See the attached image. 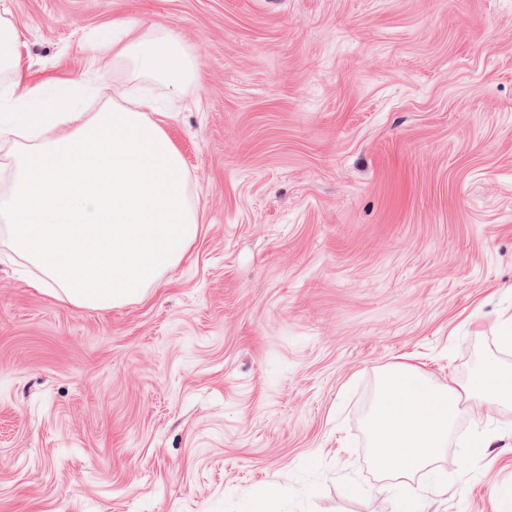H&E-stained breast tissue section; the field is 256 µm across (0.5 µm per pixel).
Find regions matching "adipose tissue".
<instances>
[{
	"instance_id": "obj_1",
	"label": "adipose tissue",
	"mask_w": 512,
	"mask_h": 512,
	"mask_svg": "<svg viewBox=\"0 0 512 512\" xmlns=\"http://www.w3.org/2000/svg\"><path fill=\"white\" fill-rule=\"evenodd\" d=\"M120 25L112 54L131 59L136 75L177 90L193 67L168 32L132 39ZM18 33L0 19V138L21 140L11 165V192L0 197V222L10 248L36 265L53 295L88 310L142 301L176 266L199 235L200 217L187 200L188 176L179 151L149 115L153 103L122 105L84 116L80 81L65 92L16 96L21 65ZM512 405V369L486 361L465 385L432 384L401 365L383 377L369 419L375 465L388 478L432 464L470 399Z\"/></svg>"
}]
</instances>
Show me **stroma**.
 <instances>
[{"label":"stroma","instance_id":"obj_1","mask_svg":"<svg viewBox=\"0 0 512 512\" xmlns=\"http://www.w3.org/2000/svg\"><path fill=\"white\" fill-rule=\"evenodd\" d=\"M23 88L151 94L201 232L147 298L57 300L0 224V512H512V408L409 478L388 367L458 386L512 324V0H0ZM174 32L179 93L91 54Z\"/></svg>","mask_w":512,"mask_h":512}]
</instances>
